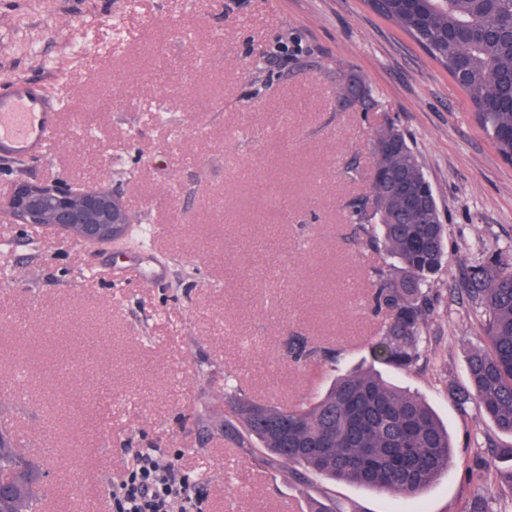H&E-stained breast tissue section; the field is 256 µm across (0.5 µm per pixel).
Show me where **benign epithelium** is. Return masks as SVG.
I'll return each mask as SVG.
<instances>
[{"label":"benign epithelium","mask_w":512,"mask_h":512,"mask_svg":"<svg viewBox=\"0 0 512 512\" xmlns=\"http://www.w3.org/2000/svg\"><path fill=\"white\" fill-rule=\"evenodd\" d=\"M15 224L57 230L76 243H111L121 239L140 217L123 193L109 184H76L63 177L21 180L0 205ZM31 486L30 470L0 481V509L11 512Z\"/></svg>","instance_id":"obj_1"}]
</instances>
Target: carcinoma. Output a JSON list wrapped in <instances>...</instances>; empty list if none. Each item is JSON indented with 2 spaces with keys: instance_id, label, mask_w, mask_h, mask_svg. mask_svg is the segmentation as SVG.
Returning a JSON list of instances; mask_svg holds the SVG:
<instances>
[{
  "instance_id": "1",
  "label": "carcinoma",
  "mask_w": 512,
  "mask_h": 512,
  "mask_svg": "<svg viewBox=\"0 0 512 512\" xmlns=\"http://www.w3.org/2000/svg\"><path fill=\"white\" fill-rule=\"evenodd\" d=\"M439 64L465 93L482 129L512 163V0H366ZM373 170L398 172L415 185L416 201L375 174L367 205L353 213L366 245L389 262L372 276L376 306L387 321L369 360L337 376L310 403L280 408L225 391L224 434L268 467L283 463L293 482L317 478L376 491L415 495L448 468L451 442L431 407L399 390L380 368L409 371L419 361L423 329L433 314L423 291L445 259V228L421 223L438 203L419 156L395 127L372 144ZM467 301L482 309L484 345L467 361L469 388L496 428L512 435V245L467 273ZM509 462L504 470L500 463ZM31 456L15 443L0 445V472ZM476 477L512 487V446L494 448Z\"/></svg>"
}]
</instances>
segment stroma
Wrapping results in <instances>:
<instances>
[{
	"label": "stroma",
	"mask_w": 512,
	"mask_h": 512,
	"mask_svg": "<svg viewBox=\"0 0 512 512\" xmlns=\"http://www.w3.org/2000/svg\"><path fill=\"white\" fill-rule=\"evenodd\" d=\"M350 73L373 111L342 108ZM21 80L62 118L43 161H0V200L19 180L102 181L151 230L96 249L0 217V429L45 469L40 512H112L137 448L195 478L198 512H307L312 496L336 512L512 506L511 487L465 471L512 436L448 393L484 343L464 274L512 243V163L408 36L364 0H0V91ZM386 125L418 152L447 241L428 348L384 373L453 443L410 497L294 484L224 435L226 378L253 400L309 401L386 321L370 284L382 256L349 219ZM298 339L340 351L338 367L294 361Z\"/></svg>",
	"instance_id": "stroma-1"
}]
</instances>
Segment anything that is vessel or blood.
<instances>
[{"mask_svg":"<svg viewBox=\"0 0 512 512\" xmlns=\"http://www.w3.org/2000/svg\"><path fill=\"white\" fill-rule=\"evenodd\" d=\"M58 121L56 100L39 83L20 81L0 92V158L42 160Z\"/></svg>","mask_w":512,"mask_h":512,"instance_id":"obj_1","label":"vessel or blood"}]
</instances>
